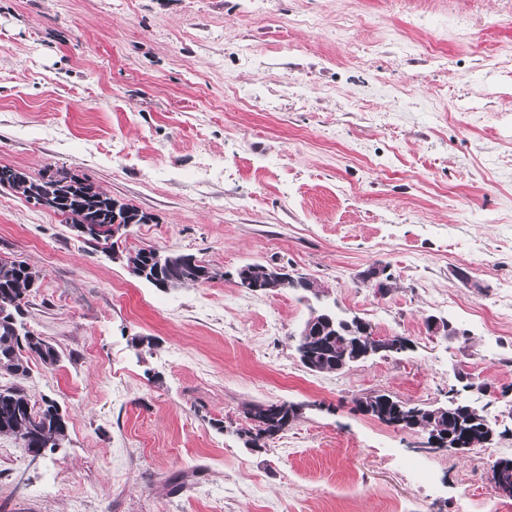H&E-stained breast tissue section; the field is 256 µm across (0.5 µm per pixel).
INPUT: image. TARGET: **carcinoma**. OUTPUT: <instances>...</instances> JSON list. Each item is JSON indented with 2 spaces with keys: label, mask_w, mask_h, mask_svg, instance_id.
I'll use <instances>...</instances> for the list:
<instances>
[{
  "label": "carcinoma",
  "mask_w": 512,
  "mask_h": 512,
  "mask_svg": "<svg viewBox=\"0 0 512 512\" xmlns=\"http://www.w3.org/2000/svg\"><path fill=\"white\" fill-rule=\"evenodd\" d=\"M52 212L64 218L69 225L93 224L97 231L81 236L84 242L98 247L104 245L115 252L112 226L115 218L123 224H146L152 218L134 205L115 199L95 189L85 179L66 173L55 176ZM47 180L33 179L20 169L0 166V188H8L23 196L33 205L40 198ZM185 253L156 255L153 248H141L125 255L131 274L156 288L167 289L180 285H202L199 269L188 261ZM39 276L25 262L0 257V304L9 307L8 316L0 318V371L17 379L29 373V361L38 358L42 364L54 366L60 360L57 348L42 337L27 330L22 323L25 299ZM310 326L309 336L302 345L312 347V357L303 362L305 368L316 373H337L365 360L367 352H376L377 341L373 330L360 332L356 319H346L336 312L323 309L314 312L305 321ZM365 403L372 415L400 410L411 425L434 430H448V408L407 406L387 395H371ZM296 409L287 402L259 403L250 408V428L240 432L252 448L263 447V442L285 432L295 418ZM454 428L466 433L471 445L486 444L493 428L484 416L460 413ZM66 421L59 407L51 399L42 405L31 403L23 389L11 386L0 388V435L19 440L25 448L45 452L60 447L66 438Z\"/></svg>",
  "instance_id": "obj_1"
}]
</instances>
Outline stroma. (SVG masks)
<instances>
[{
  "mask_svg": "<svg viewBox=\"0 0 512 512\" xmlns=\"http://www.w3.org/2000/svg\"><path fill=\"white\" fill-rule=\"evenodd\" d=\"M0 165L87 178L151 217L120 251L222 274L155 288L0 190V256L40 276L24 323L60 353L0 387L68 426L38 461L0 436V512L512 508V0H0ZM250 263L316 292L243 291ZM325 307L410 348L311 372L295 336ZM374 392L476 404L495 434L425 451L357 411ZM258 402L303 409L249 448Z\"/></svg>",
  "mask_w": 512,
  "mask_h": 512,
  "instance_id": "35a3bbf8",
  "label": "stroma"
}]
</instances>
